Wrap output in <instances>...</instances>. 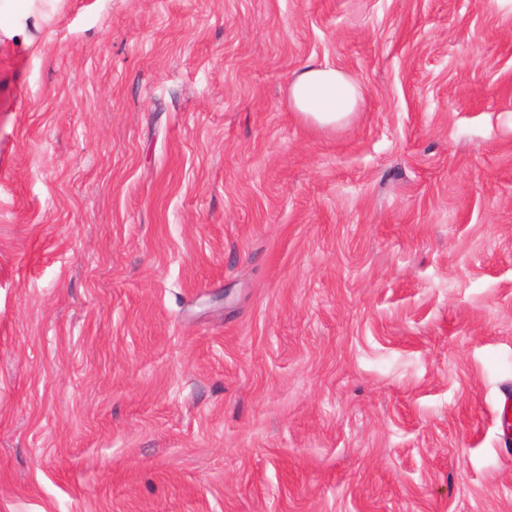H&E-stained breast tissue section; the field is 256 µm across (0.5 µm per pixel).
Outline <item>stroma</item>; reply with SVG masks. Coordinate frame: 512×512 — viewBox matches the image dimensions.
Masks as SVG:
<instances>
[{
  "label": "stroma",
  "mask_w": 512,
  "mask_h": 512,
  "mask_svg": "<svg viewBox=\"0 0 512 512\" xmlns=\"http://www.w3.org/2000/svg\"><path fill=\"white\" fill-rule=\"evenodd\" d=\"M508 401L512 0H0V512H512ZM289 103L299 117L322 129L348 121L361 98L359 84L329 65L310 64L295 74L288 89Z\"/></svg>",
  "instance_id": "1"
}]
</instances>
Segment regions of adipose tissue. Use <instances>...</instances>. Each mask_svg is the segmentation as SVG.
Returning <instances> with one entry per match:
<instances>
[{
	"label": "adipose tissue",
	"instance_id": "obj_1",
	"mask_svg": "<svg viewBox=\"0 0 512 512\" xmlns=\"http://www.w3.org/2000/svg\"><path fill=\"white\" fill-rule=\"evenodd\" d=\"M289 103L299 117L322 129L343 125L361 98L359 84L329 65L310 64L293 77Z\"/></svg>",
	"mask_w": 512,
	"mask_h": 512
}]
</instances>
